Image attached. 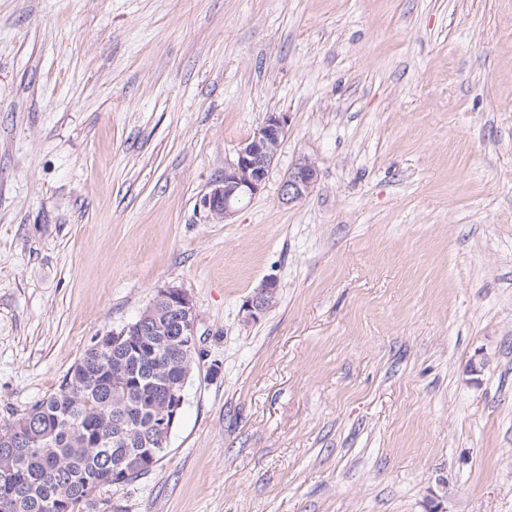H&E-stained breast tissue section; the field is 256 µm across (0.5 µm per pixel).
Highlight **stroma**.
<instances>
[{
  "label": "stroma",
  "mask_w": 512,
  "mask_h": 512,
  "mask_svg": "<svg viewBox=\"0 0 512 512\" xmlns=\"http://www.w3.org/2000/svg\"><path fill=\"white\" fill-rule=\"evenodd\" d=\"M168 286L199 366L91 512H512V0H0V419ZM288 126V116L268 113L253 136L237 150L234 160L224 167V177L215 181L202 204L209 219L225 221L247 199L259 194ZM318 181V169L308 158H300L288 170L280 187V199L285 205L300 202L314 190ZM278 284L275 280H265L242 305L241 313L245 321L255 322L266 313L271 305Z\"/></svg>",
  "instance_id": "stroma-1"
}]
</instances>
